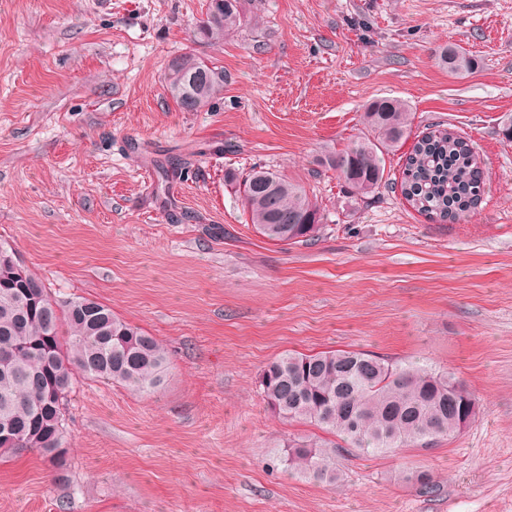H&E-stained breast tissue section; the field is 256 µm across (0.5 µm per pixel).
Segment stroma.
Masks as SVG:
<instances>
[{"label": "stroma", "mask_w": 512, "mask_h": 512, "mask_svg": "<svg viewBox=\"0 0 512 512\" xmlns=\"http://www.w3.org/2000/svg\"><path fill=\"white\" fill-rule=\"evenodd\" d=\"M207 0H0V244L56 299L109 306L170 352L163 390L78 380L68 469L0 454V512H512V0H239L206 42ZM474 73L449 77L439 46ZM186 53L224 69L202 112L167 89ZM404 100L487 174L478 207L429 221L400 192L357 200L319 166ZM262 165L325 215L311 246L256 232L227 183ZM152 194H145V180ZM368 351L452 369L480 412L430 450L341 452L335 483L287 470L319 436L262 400L288 352ZM431 475L422 493L407 468ZM238 0H224V9L217 15L210 9L198 25L197 32L200 37L207 40H217L224 37V33L235 29L240 22ZM438 64L452 77H463L472 73L477 65L476 59L455 45L442 46L437 54Z\"/></svg>", "instance_id": "35a3bbf8"}]
</instances>
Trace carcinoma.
I'll return each mask as SVG.
<instances>
[{
    "mask_svg": "<svg viewBox=\"0 0 512 512\" xmlns=\"http://www.w3.org/2000/svg\"><path fill=\"white\" fill-rule=\"evenodd\" d=\"M239 22L238 0H224V9L206 13L197 32L217 40ZM437 62L452 77L477 65L468 52L448 44ZM168 82L182 111L199 112L223 90L224 68L188 53L172 61ZM362 123L367 134L318 163L368 199L388 186L385 156L409 139L410 112L398 98H375L365 105ZM232 183L251 224L267 240H319L324 216L302 185L262 166ZM400 192L418 213L452 223L481 201L484 173L466 139L437 125L417 136L405 154ZM169 365L168 351L155 338L107 306L86 298L60 304L26 267L0 261V427L10 436L1 451H33L65 471L67 395L76 378L151 395L164 386ZM258 383L262 399L283 419L337 433L354 448L383 452L430 449L479 412L477 399L454 373L357 351L287 353L267 365ZM287 448V467L315 481L336 480V445L291 441Z\"/></svg>",
    "mask_w": 512,
    "mask_h": 512,
    "instance_id": "carcinoma-1",
    "label": "carcinoma"
}]
</instances>
